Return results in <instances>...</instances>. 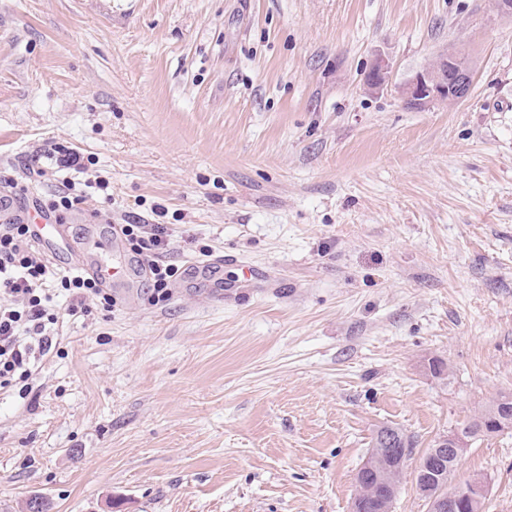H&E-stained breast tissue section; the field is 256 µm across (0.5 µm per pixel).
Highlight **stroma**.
Returning <instances> with one entry per match:
<instances>
[{
  "instance_id": "1",
  "label": "stroma",
  "mask_w": 512,
  "mask_h": 512,
  "mask_svg": "<svg viewBox=\"0 0 512 512\" xmlns=\"http://www.w3.org/2000/svg\"><path fill=\"white\" fill-rule=\"evenodd\" d=\"M452 46L469 96L408 107L399 87ZM55 144L96 163L55 173ZM65 178L87 218L172 225L170 263L230 253L223 282H271L238 305L143 285L60 314L31 392L0 389V512L35 494L352 512L384 426L414 442L393 512H427L424 452L512 391V16L494 0H0V192L26 213ZM477 476L485 512H512V433L468 446L448 485Z\"/></svg>"
}]
</instances>
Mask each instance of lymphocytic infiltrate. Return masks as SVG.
Listing matches in <instances>:
<instances>
[{"label":"lymphocytic infiltrate","instance_id":"f902f5d3","mask_svg":"<svg viewBox=\"0 0 512 512\" xmlns=\"http://www.w3.org/2000/svg\"><path fill=\"white\" fill-rule=\"evenodd\" d=\"M120 231L150 275L153 294L166 299L178 272L165 259L172 230L165 224H124ZM71 299L69 316L88 315L89 301L111 307L112 296L94 278L62 271L35 243L29 224L0 225V388L27 382L38 357L54 344L58 322L51 304L60 294Z\"/></svg>","mask_w":512,"mask_h":512}]
</instances>
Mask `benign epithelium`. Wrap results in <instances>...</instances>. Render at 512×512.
<instances>
[{"label":"benign epithelium","mask_w":512,"mask_h":512,"mask_svg":"<svg viewBox=\"0 0 512 512\" xmlns=\"http://www.w3.org/2000/svg\"><path fill=\"white\" fill-rule=\"evenodd\" d=\"M367 87L380 91L389 84V65L383 60L372 63L367 75ZM472 85V72L464 62V54L460 51H444L438 54L426 68L416 72L400 87V96L406 104L415 109H426L432 106L454 104L465 99ZM483 482L474 480L469 487L457 490L433 500L432 512H447L462 498L471 492H483Z\"/></svg>","instance_id":"7a95c632"}]
</instances>
